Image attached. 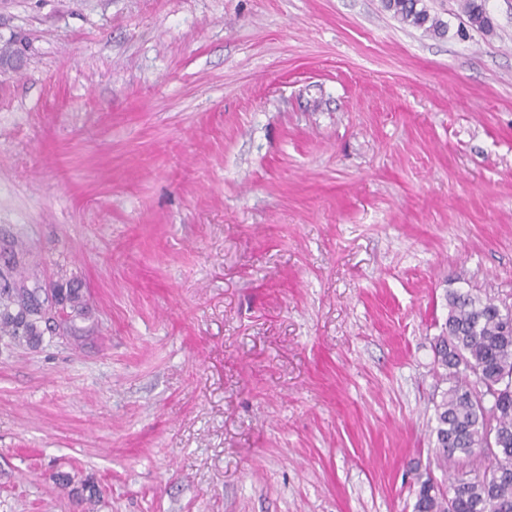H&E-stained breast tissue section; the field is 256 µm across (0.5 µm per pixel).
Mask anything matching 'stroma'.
Wrapping results in <instances>:
<instances>
[{
    "label": "stroma",
    "mask_w": 512,
    "mask_h": 512,
    "mask_svg": "<svg viewBox=\"0 0 512 512\" xmlns=\"http://www.w3.org/2000/svg\"><path fill=\"white\" fill-rule=\"evenodd\" d=\"M0 0V512H413L448 290L512 308V0ZM384 8L403 23L425 32L442 36L447 31V24L432 16L423 0H385ZM464 12L471 29L486 33L493 30L494 23L486 8V0H465ZM39 288H1L0 339L8 336L13 341H39L43 335L41 325L52 329L57 311L44 306L38 295ZM52 321V322H51ZM51 322V323H50Z\"/></svg>",
    "instance_id": "obj_1"
}]
</instances>
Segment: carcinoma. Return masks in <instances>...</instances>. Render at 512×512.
Here are the masks:
<instances>
[{
    "label": "carcinoma",
    "instance_id": "1",
    "mask_svg": "<svg viewBox=\"0 0 512 512\" xmlns=\"http://www.w3.org/2000/svg\"><path fill=\"white\" fill-rule=\"evenodd\" d=\"M384 8L402 22L442 36L447 24L431 14L424 0H384ZM472 29L490 32L493 19L486 0H464ZM448 315L434 344V363L448 383L434 403L432 454L442 472L413 467L414 512H512V311L471 291L450 290ZM56 312L40 301L38 289L0 290V338L34 342L51 328ZM496 399L495 428L501 447L490 450L483 472H448V463L483 451L489 423L476 396L479 389Z\"/></svg>",
    "mask_w": 512,
    "mask_h": 512
}]
</instances>
